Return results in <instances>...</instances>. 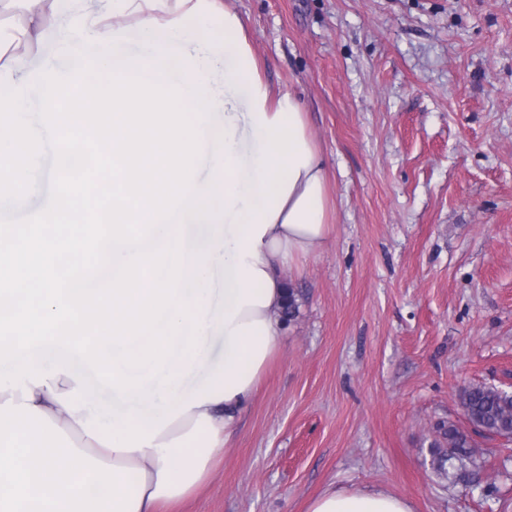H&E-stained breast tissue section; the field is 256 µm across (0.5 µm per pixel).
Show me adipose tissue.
I'll return each mask as SVG.
<instances>
[{
  "instance_id": "obj_1",
  "label": "adipose tissue",
  "mask_w": 512,
  "mask_h": 512,
  "mask_svg": "<svg viewBox=\"0 0 512 512\" xmlns=\"http://www.w3.org/2000/svg\"><path fill=\"white\" fill-rule=\"evenodd\" d=\"M24 23L20 43H68L111 36L118 57H151L154 45L177 52L184 68L174 81L204 83L218 112L205 127L202 175L218 172L229 216L183 227L182 250L211 256L187 273L210 277L221 269L222 298L194 293L201 317L194 359L182 371L174 422L139 449L114 450L86 428L88 408L66 407L75 374L0 391V512H169L211 477L268 366L282 349L279 309L285 269L319 252L329 236L332 202L325 158L298 101L263 77L242 16L224 0H112L104 15L84 13V0H0ZM223 342L214 357L211 339ZM307 512H413L410 503L381 489H329Z\"/></svg>"
}]
</instances>
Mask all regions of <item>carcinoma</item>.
Here are the masks:
<instances>
[{"label": "carcinoma", "instance_id": "cac0c4a2", "mask_svg": "<svg viewBox=\"0 0 512 512\" xmlns=\"http://www.w3.org/2000/svg\"><path fill=\"white\" fill-rule=\"evenodd\" d=\"M463 414L470 425L485 437L512 435V395L483 384H472L460 393ZM437 437L431 444L437 468L454 460L465 468L477 463L470 437L452 422L436 424Z\"/></svg>", "mask_w": 512, "mask_h": 512}]
</instances>
